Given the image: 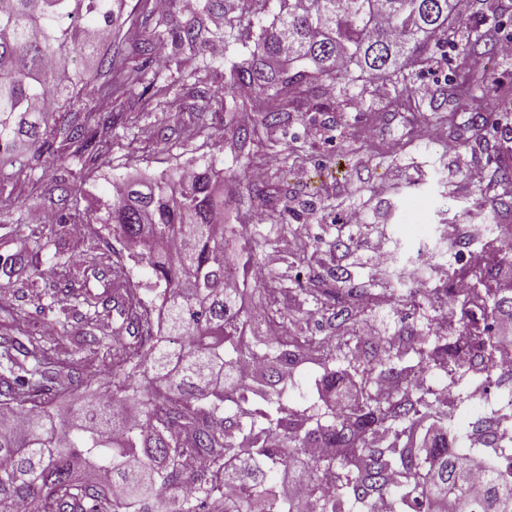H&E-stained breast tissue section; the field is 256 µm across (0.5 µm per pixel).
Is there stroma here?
<instances>
[{"label": "stroma", "instance_id": "35a3bbf8", "mask_svg": "<svg viewBox=\"0 0 512 512\" xmlns=\"http://www.w3.org/2000/svg\"><path fill=\"white\" fill-rule=\"evenodd\" d=\"M204 0H170L167 9L155 0H129L124 24L127 35L147 37L175 31L191 17L201 19L203 38L221 40L223 55L211 51L180 53L166 44L169 68L155 72L132 58L127 68H140L139 82L129 84L128 96L136 104L125 127L109 133L111 150L105 170L91 167L69 170L67 165L20 170L10 160L0 161V235L9 234L6 251H14L18 225L30 224L32 210L41 198L55 192L68 175H75L81 194L69 196L67 213H86L95 199L108 195V179L138 173L159 175L195 164H210L224 172V221L237 234L227 239L224 257L247 278L250 264L244 242L271 225L284 227L280 250L265 249L260 263L281 275L312 274L308 264L289 267L287 253L294 247L293 232L303 241L325 250L329 266L349 268L352 275L383 284V273L367 261L368 244L388 235L400 244L401 259L425 241L446 249L443 224L456 222L492 225L484 239L496 244L512 235V214L497 213V186L471 183L450 163L455 149L473 151L486 177H493L500 161L512 162V57L481 59L483 90L466 100L443 75L459 62L455 48L437 52L429 61H416L404 69L407 87L396 91L393 78L363 77L339 84L327 94L322 81L305 84L289 94L288 106L273 127L253 121L252 139L239 146L237 115L258 112L267 105L265 95L241 89L236 98L218 100L224 73L234 62L247 58L260 27L268 25L278 10L277 0H224L222 11L210 13ZM457 12L465 22L457 41L465 43L477 30L497 43L512 40V27L499 28L512 17V0H458ZM197 90L195 103L154 95L153 82ZM483 117L498 124L497 137L477 131L473 119ZM168 142H159L158 130ZM252 169L264 170L260 180L247 178ZM361 211L363 224H346L345 215ZM55 241L30 242L28 251L39 268L52 266L57 257H78L81 267L111 274L112 247L97 221L86 224L82 250H74L68 225L54 224ZM11 304L0 308V336H16L22 329L18 314H34L37 291L26 279L12 282ZM94 379L75 380L68 395L52 408L68 414L86 396L106 383L112 358L99 356Z\"/></svg>", "mask_w": 512, "mask_h": 512}]
</instances>
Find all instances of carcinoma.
Returning a JSON list of instances; mask_svg holds the SVG:
<instances>
[{
  "label": "carcinoma",
  "mask_w": 512,
  "mask_h": 512,
  "mask_svg": "<svg viewBox=\"0 0 512 512\" xmlns=\"http://www.w3.org/2000/svg\"><path fill=\"white\" fill-rule=\"evenodd\" d=\"M124 0H6L0 7V156L23 166L50 168L67 159L101 166L110 143L101 135L124 124L123 112H99L84 102L65 124L60 101L89 87L117 101L126 85L113 73L131 56L161 60L150 40L121 39ZM269 26L260 27L249 58L224 77V96L250 87L276 99L314 80L349 81L399 71L433 49L457 47L462 25L455 0H278ZM179 50L198 53L210 41L189 22L172 32ZM60 143V149L54 144ZM497 206L512 210V165L495 171ZM224 172L211 165L182 173L119 182L94 211L121 245L112 250L114 279L100 293L74 288L68 261L44 274L25 263L26 240L0 256V274L45 278L51 302L40 311L82 331L71 348L49 353L36 336L0 337V512H512V446L496 440L500 416L490 411L472 433L494 451L497 473L480 475L479 454H463L448 439V409L419 383L420 373L448 374L464 403L480 376L501 385L491 361L499 322L512 320V288H489L512 251L500 249L471 273L470 291L451 296L448 335L402 326L379 339L384 355L367 356L369 341L350 335L379 306L384 289L330 269L296 287L272 273L252 288L224 287ZM145 262L152 292L167 295V333L174 347L155 340L153 309L128 284L123 258ZM287 294L317 310L296 314ZM256 303L271 340L250 342L253 321L243 306ZM477 306L474 320H453V309ZM121 323L108 332L102 313ZM420 338L415 342L414 338ZM112 353V402L135 404L137 418L83 403L64 427L50 412L73 382L74 366L90 368ZM310 362L307 389L315 401H290L293 370ZM386 381L393 393L372 397ZM307 448H325L310 457ZM205 458L188 472L190 456ZM300 468L309 484L277 488L272 474Z\"/></svg>",
  "instance_id": "obj_1"
}]
</instances>
